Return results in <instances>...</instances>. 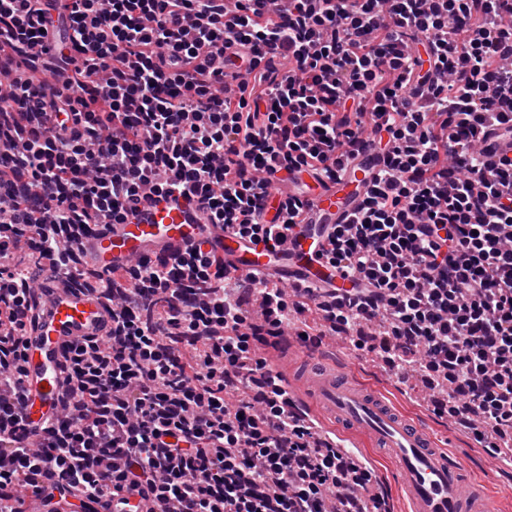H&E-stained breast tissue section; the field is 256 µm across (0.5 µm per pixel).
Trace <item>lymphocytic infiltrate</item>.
Listing matches in <instances>:
<instances>
[{
	"label": "lymphocytic infiltrate",
	"instance_id": "f902f5d3",
	"mask_svg": "<svg viewBox=\"0 0 512 512\" xmlns=\"http://www.w3.org/2000/svg\"><path fill=\"white\" fill-rule=\"evenodd\" d=\"M512 0H0V512L22 488L122 512H389L369 469L295 411L279 339L343 336L433 390L490 454L512 445ZM384 159L323 261L347 288L266 286L195 247L89 267L91 227L182 195L275 248L306 200ZM112 312L60 370V409L20 431L31 278ZM489 152L485 161L489 165L499 166L503 158L512 159V132L499 128L489 139Z\"/></svg>",
	"mask_w": 512,
	"mask_h": 512
}]
</instances>
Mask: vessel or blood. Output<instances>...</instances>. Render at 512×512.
Wrapping results in <instances>:
<instances>
[{
	"label": "vessel or blood",
	"instance_id": "1",
	"mask_svg": "<svg viewBox=\"0 0 512 512\" xmlns=\"http://www.w3.org/2000/svg\"><path fill=\"white\" fill-rule=\"evenodd\" d=\"M486 161L512 159V132L497 129L489 139ZM379 164L365 146L344 174L328 186L313 187L302 224L296 225L278 250H270L214 230L202 212L183 197L142 199L133 205L130 223L113 224L89 237L87 254L101 271L122 269L134 256L167 261L198 245L223 255L230 270L274 274L275 284L297 279L330 288L348 282L316 254L328 238L322 227L340 224L356 210ZM37 308L27 327L25 376L20 417L25 426L43 421L58 406L60 365L66 349L82 336L108 337L112 316L95 296L45 274L37 289ZM308 369L288 396L308 416L345 427L390 455L408 512H498L486 489L463 472L438 436L407 420L355 376L352 368L327 361L315 349L306 352Z\"/></svg>",
	"mask_w": 512,
	"mask_h": 512
}]
</instances>
